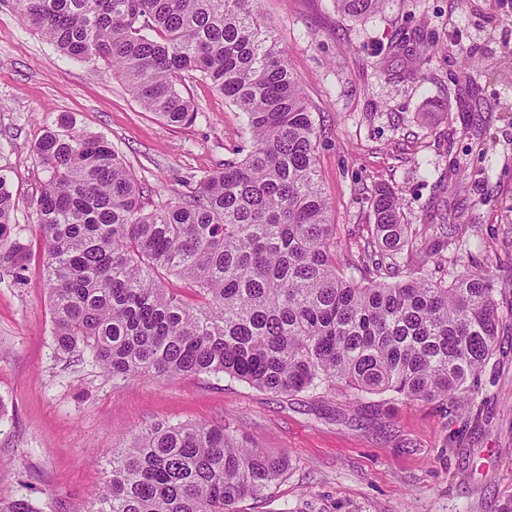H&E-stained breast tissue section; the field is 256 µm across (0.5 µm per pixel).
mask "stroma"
Instances as JSON below:
<instances>
[{
	"instance_id": "stroma-1",
	"label": "stroma",
	"mask_w": 512,
	"mask_h": 512,
	"mask_svg": "<svg viewBox=\"0 0 512 512\" xmlns=\"http://www.w3.org/2000/svg\"><path fill=\"white\" fill-rule=\"evenodd\" d=\"M320 131V185L336 266L366 284L371 195L399 197L414 249L398 278L484 274L500 346L457 403L320 387L291 395L224 375L123 380L89 351L59 353L35 203L34 151L61 121L118 149L144 201H173L250 147L241 112L187 78L198 112L170 126L102 69L67 59L0 0V173L29 258L0 268V500L87 512L114 449L161 422L226 424L286 454L285 475L243 512H506L512 507V0H385L362 19L335 0H261ZM433 55H422L423 41ZM475 60L463 68L461 56ZM467 246L445 248V213Z\"/></svg>"
}]
</instances>
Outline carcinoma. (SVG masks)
Segmentation results:
<instances>
[{
	"mask_svg": "<svg viewBox=\"0 0 512 512\" xmlns=\"http://www.w3.org/2000/svg\"><path fill=\"white\" fill-rule=\"evenodd\" d=\"M261 0H10L63 56L101 64L140 107L191 123L199 72L246 119L250 149L151 210L107 139L67 128L36 142V200L56 349L85 348L115 377L227 375L274 394L327 385L448 400L491 358L500 317L480 273L358 285L336 269L318 181V130ZM352 17L383 0H336ZM0 175V266L27 252ZM389 270L410 245L398 197L371 202ZM188 282L191 303L162 286ZM88 512H241L288 470L223 425L159 423L112 450Z\"/></svg>",
	"mask_w": 512,
	"mask_h": 512,
	"instance_id": "1",
	"label": "carcinoma"
}]
</instances>
